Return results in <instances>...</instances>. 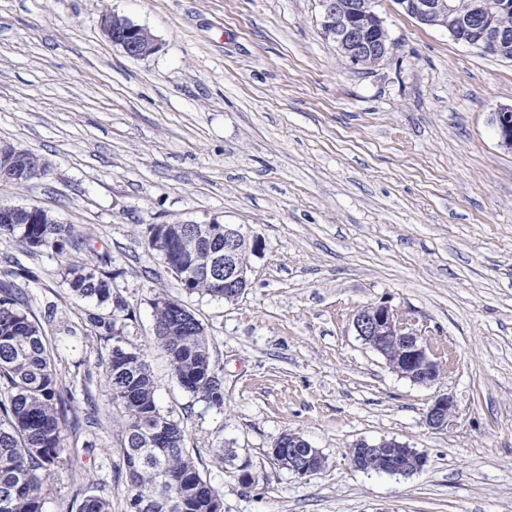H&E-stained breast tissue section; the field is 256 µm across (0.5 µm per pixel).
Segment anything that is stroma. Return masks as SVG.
Listing matches in <instances>:
<instances>
[{"instance_id": "stroma-1", "label": "stroma", "mask_w": 512, "mask_h": 512, "mask_svg": "<svg viewBox=\"0 0 512 512\" xmlns=\"http://www.w3.org/2000/svg\"><path fill=\"white\" fill-rule=\"evenodd\" d=\"M397 48L355 71L322 36L317 0H0V140L50 170L0 183L105 256L126 308L71 295L72 257L0 236L69 394L66 464L44 512L85 496L128 512L121 410L104 386L113 316L141 349L163 415L220 492L224 512H512V151L491 118L512 103V60L421 26L376 0ZM158 50L127 56L107 11ZM240 224L262 242L233 301L186 292L148 252L154 224ZM186 304L224 375V404L185 392L153 344L157 293ZM382 300L427 326L453 370L421 386L357 338ZM453 397V426L425 424ZM299 432L327 463L300 478L269 454ZM395 439L427 454L412 476L364 473L346 452ZM249 460L255 484L239 481Z\"/></svg>"}]
</instances>
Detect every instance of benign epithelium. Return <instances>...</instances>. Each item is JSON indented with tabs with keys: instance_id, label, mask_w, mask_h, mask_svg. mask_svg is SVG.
Returning <instances> with one entry per match:
<instances>
[{
	"instance_id": "1",
	"label": "benign epithelium",
	"mask_w": 512,
	"mask_h": 512,
	"mask_svg": "<svg viewBox=\"0 0 512 512\" xmlns=\"http://www.w3.org/2000/svg\"><path fill=\"white\" fill-rule=\"evenodd\" d=\"M319 25L325 38L333 41L339 53L351 68L362 69L366 60L377 67L388 62L394 55L391 39L383 19L375 11V0H317ZM400 8L419 24L444 28L453 39L484 51L505 57L512 47V34L499 25L497 16L485 11L476 0L472 4L471 16L461 24L453 0H395ZM105 34L112 44L133 58H145L158 49L155 36L124 16L115 13L102 19ZM492 124L499 145L512 149V104L500 105L492 113ZM25 170L18 160L0 162V182L17 184L24 180ZM23 214L31 223L43 218L45 210L39 207H16L0 204V223L13 224L15 216ZM183 247L195 250L206 243L212 247L210 266L198 268L193 265L174 270L183 286L192 284L201 277L221 280L224 284V299L239 297L248 287V256L260 251L261 241L250 235L241 225L221 224L212 220L204 225L186 222L178 230ZM358 339L379 353L389 368L398 375L418 385H431L440 376L443 367H453L454 361H445L436 348L429 330L418 320L387 301L370 304L359 309L352 320ZM455 418L453 397L441 394L428 407L425 421L434 430H445ZM359 452L351 458L354 468L370 472H383L390 467V459L382 453L384 448H396L406 473L419 472L426 462L424 452L410 448L395 439L378 442L359 440ZM311 444L301 435L285 431L272 444L273 460L286 454L291 464L288 471L306 477L322 468L321 457L307 454L296 457L286 453L291 448H309Z\"/></svg>"
}]
</instances>
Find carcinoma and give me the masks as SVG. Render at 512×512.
<instances>
[{
	"label": "carcinoma",
	"mask_w": 512,
	"mask_h": 512,
	"mask_svg": "<svg viewBox=\"0 0 512 512\" xmlns=\"http://www.w3.org/2000/svg\"><path fill=\"white\" fill-rule=\"evenodd\" d=\"M42 163L41 156L25 153L26 181L42 174ZM2 235L37 251L79 254L88 249L73 225L52 218L42 224L0 223ZM149 252L167 265L210 262L208 252L189 255L173 242ZM65 282L78 297L124 309L112 296V272L91 259L70 263ZM191 290L224 297L217 280L198 279ZM162 302L159 298L153 305L154 342L166 353L177 382L189 394L223 405L224 377L211 362L204 327L199 321L176 325L170 312L159 309ZM0 383V512H42L45 484L64 462L68 397L42 327L30 318L22 288L11 282H0ZM105 386L121 406L129 512H224L218 490L202 478L186 451L183 428L160 412L144 353L120 347L109 351ZM77 512H112L111 503L89 495Z\"/></svg>",
	"instance_id": "carcinoma-1"
}]
</instances>
